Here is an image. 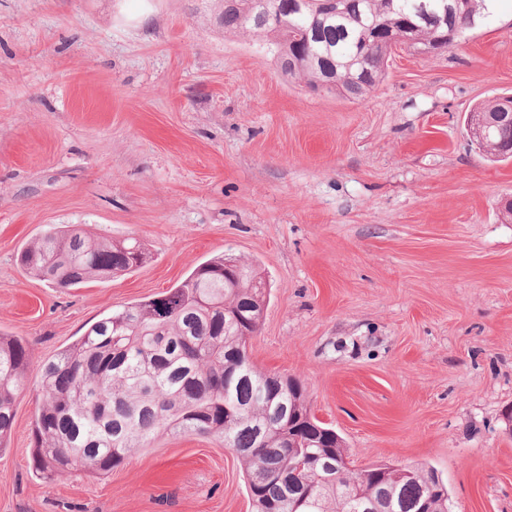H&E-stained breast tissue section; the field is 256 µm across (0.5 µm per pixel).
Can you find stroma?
<instances>
[{
	"mask_svg": "<svg viewBox=\"0 0 512 512\" xmlns=\"http://www.w3.org/2000/svg\"><path fill=\"white\" fill-rule=\"evenodd\" d=\"M215 0H0V334L30 354L0 512H252L235 453L158 435L103 479L29 462L44 363L95 321L232 254L269 285L252 361L300 379L360 469L422 464L452 512H512V159L465 115L512 96V0L366 99L282 75ZM134 238L135 271L55 288L52 228Z\"/></svg>",
	"mask_w": 512,
	"mask_h": 512,
	"instance_id": "stroma-1",
	"label": "stroma"
}]
</instances>
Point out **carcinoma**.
I'll return each mask as SVG.
<instances>
[{"label": "carcinoma", "instance_id": "obj_1", "mask_svg": "<svg viewBox=\"0 0 512 512\" xmlns=\"http://www.w3.org/2000/svg\"><path fill=\"white\" fill-rule=\"evenodd\" d=\"M427 4L428 15L416 5ZM278 0H220L224 32L265 39L282 72L315 90L361 97L377 86L396 47L442 51L490 16L486 0H301L280 23ZM489 155L512 146V119L477 134ZM147 253L136 239L97 240L78 227L54 230L24 248L20 265L58 288L132 272ZM224 257L199 265L164 295L115 311L41 368L42 401L32 429L35 472L80 470L102 477L155 435H208L237 456L254 512H364L361 503H392L413 512L431 494L448 512V490L430 467L412 465L395 488L384 477L360 479L347 465L334 429L315 418L293 377L258 369L237 319L259 329L268 289L253 264L237 259L224 278ZM29 366L26 344L0 334V448L10 436L16 395Z\"/></svg>", "mask_w": 512, "mask_h": 512}]
</instances>
